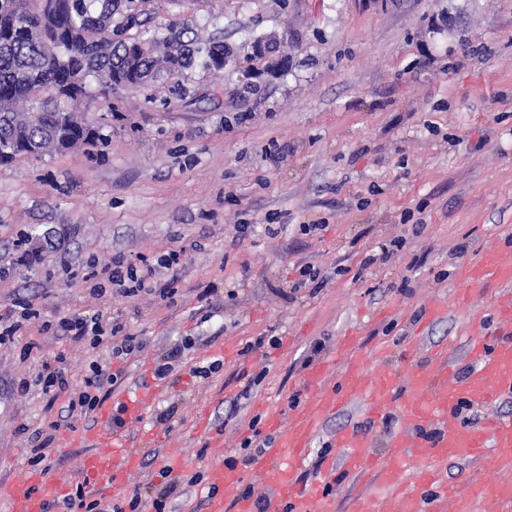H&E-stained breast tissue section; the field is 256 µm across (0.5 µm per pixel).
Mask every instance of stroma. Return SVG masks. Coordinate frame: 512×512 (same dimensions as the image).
Instances as JSON below:
<instances>
[{
    "label": "stroma",
    "mask_w": 512,
    "mask_h": 512,
    "mask_svg": "<svg viewBox=\"0 0 512 512\" xmlns=\"http://www.w3.org/2000/svg\"><path fill=\"white\" fill-rule=\"evenodd\" d=\"M448 8L466 41L443 30ZM173 23L223 34L242 50L236 70L185 71L180 95L166 84L148 96L112 90L87 105L106 120L103 153L0 165V314L27 304L40 313L0 347V482L31 471L23 423L54 430L52 472L69 484L94 451L85 433L98 418L65 421L66 397L10 389L60 354L81 386L85 350L43 330L46 320L98 310L141 337L143 349L119 364L112 406L180 348L172 376L125 419L139 454L155 457L108 493L120 504L140 494L143 512H154L168 465L203 478L171 495L166 512H207L213 471L245 465L250 421L306 396L317 361L335 384L344 336L356 334L366 361L387 344L382 366L399 372L404 341L425 351L496 326L497 287L465 308L451 298L464 266L494 247L512 251V0H159L154 29ZM273 31L294 62L250 89L242 75L260 67L250 40ZM305 224L317 232L303 234ZM398 237L404 248L379 260L380 244ZM177 249L178 291L164 301L94 296L83 280L118 255L141 272ZM307 266L314 278L301 276ZM210 287L217 295L201 303ZM439 299L447 315L426 322ZM261 336L279 343L257 345ZM216 360L218 372L198 375ZM360 416L355 403L326 419L308 471Z\"/></svg>",
    "instance_id": "obj_1"
}]
</instances>
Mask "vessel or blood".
I'll use <instances>...</instances> for the list:
<instances>
[{
	"label": "vessel or blood",
	"instance_id": "b4317fda",
	"mask_svg": "<svg viewBox=\"0 0 512 512\" xmlns=\"http://www.w3.org/2000/svg\"><path fill=\"white\" fill-rule=\"evenodd\" d=\"M491 281L512 286L511 255L488 253L466 267L459 302L475 300ZM354 343L350 336L342 342L348 355L341 361L336 387L325 386L328 365L319 362L309 372L311 392L302 408L269 411L267 425L275 440L250 461L251 471L272 490L266 512H329V504L320 499L321 489L340 463L356 478L373 479L389 492L385 499L357 494L349 512H512V417L493 416L477 427L457 420L460 405L486 407L512 395V336L468 337L470 371L463 378L449 369L442 349L431 366L415 365L399 376L351 357ZM356 400L369 417L397 412L405 429L391 434L390 449L381 456L367 452L368 439L361 429L339 432L341 457L327 458L316 479L300 485L296 472L310 454L320 420ZM92 440L98 450L83 464L88 490L107 491L137 470L136 451L110 425H103ZM451 459L477 466L493 462L501 478L485 482L475 475L464 485L449 483L443 465ZM243 480L238 470L218 469L215 482L223 492L210 498L208 512H255L253 497L241 492ZM32 486L31 480L18 479L0 486V493L9 497L13 512H42V498L65 491L63 482L44 480L37 499Z\"/></svg>",
	"mask_w": 512,
	"mask_h": 512
}]
</instances>
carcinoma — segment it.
Instances as JSON below:
<instances>
[{
    "instance_id": "carcinoma-1",
    "label": "carcinoma",
    "mask_w": 512,
    "mask_h": 512,
    "mask_svg": "<svg viewBox=\"0 0 512 512\" xmlns=\"http://www.w3.org/2000/svg\"><path fill=\"white\" fill-rule=\"evenodd\" d=\"M153 2L135 0H7L0 10V151L41 142L44 155L74 146L107 145L102 126L77 115L93 100L92 84L131 83L149 91L194 66L224 70V41L149 34Z\"/></svg>"
}]
</instances>
